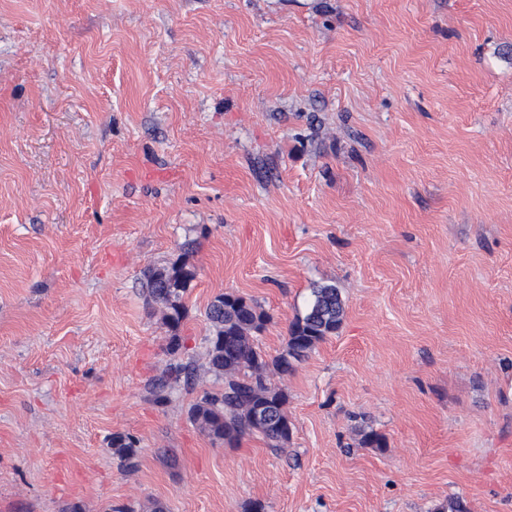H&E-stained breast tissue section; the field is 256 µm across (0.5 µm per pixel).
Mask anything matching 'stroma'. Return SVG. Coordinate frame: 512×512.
<instances>
[{
  "instance_id": "obj_1",
  "label": "stroma",
  "mask_w": 512,
  "mask_h": 512,
  "mask_svg": "<svg viewBox=\"0 0 512 512\" xmlns=\"http://www.w3.org/2000/svg\"><path fill=\"white\" fill-rule=\"evenodd\" d=\"M176 261L198 379L159 406ZM324 282L287 450L212 442L207 305L258 301L272 358ZM451 498L512 512V0H0V512ZM137 441L132 436L115 435L112 437L113 453L126 465L135 466Z\"/></svg>"
}]
</instances>
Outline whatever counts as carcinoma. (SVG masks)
I'll return each instance as SVG.
<instances>
[{
  "label": "carcinoma",
  "mask_w": 512,
  "mask_h": 512,
  "mask_svg": "<svg viewBox=\"0 0 512 512\" xmlns=\"http://www.w3.org/2000/svg\"><path fill=\"white\" fill-rule=\"evenodd\" d=\"M194 272L184 263L149 268L143 274L142 294L147 303L161 307L166 326L169 356L162 377L149 383L154 403L165 406L172 399V385H195L197 369L185 357L182 321L183 298ZM345 317L341 292L331 284L311 288L304 310L289 327L285 350L269 360L258 344V335L269 321L257 301L243 296L219 294L206 308L209 334L205 337L208 370L221 384L218 391H205L190 407V419L215 442H231L245 434L258 433L269 447L282 449L290 440L287 395L272 386L268 372L287 374L322 341L336 335ZM137 441L131 436L112 437L113 453L126 465H135Z\"/></svg>",
  "instance_id": "obj_1"
}]
</instances>
